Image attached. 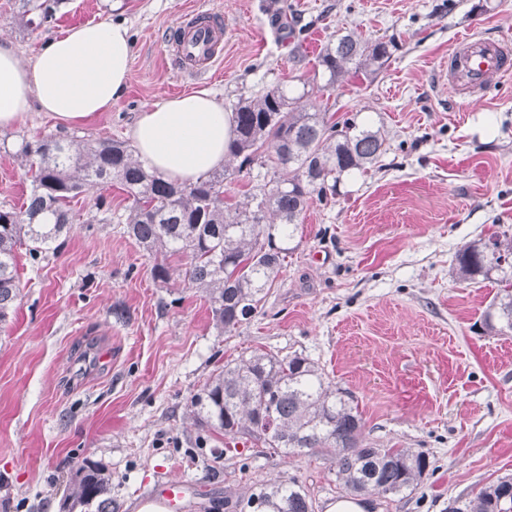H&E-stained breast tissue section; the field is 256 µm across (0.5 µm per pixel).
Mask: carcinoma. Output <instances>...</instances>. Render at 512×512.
<instances>
[{
  "mask_svg": "<svg viewBox=\"0 0 512 512\" xmlns=\"http://www.w3.org/2000/svg\"><path fill=\"white\" fill-rule=\"evenodd\" d=\"M64 0H19L24 26L48 28ZM393 42L369 43L351 33L325 44L317 57L324 87L350 72L375 74L389 61ZM308 95L277 84L238 102L224 167L192 184L171 182L144 167L124 141L77 142L53 135L22 139L15 156L28 167L31 191L24 206H0V324L20 299L17 254L46 258L74 221L70 201L85 188L115 182L130 200L125 233L155 260L154 279L166 283L171 259L185 265L184 280L202 292L212 321L230 333L249 321L278 279L312 194L336 195L342 176L365 174L384 152L381 129L352 119L330 122L309 112ZM258 164L269 180L230 203L224 182ZM462 281L497 285L483 314L490 333H512V228L462 245L455 253ZM198 427L234 440L247 437L275 451L335 456L336 477L356 496L414 491L430 462L409 448H378L365 441L358 405L324 384L321 368L306 356L254 352L214 370L186 406ZM68 512H114L112 473L92 462L77 471ZM235 507L250 512H315L297 481L268 484ZM458 512H512V477L457 499Z\"/></svg>",
  "mask_w": 512,
  "mask_h": 512,
  "instance_id": "cac0c4a2",
  "label": "carcinoma"
}]
</instances>
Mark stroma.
<instances>
[{"instance_id":"1","label":"stroma","mask_w":512,"mask_h":512,"mask_svg":"<svg viewBox=\"0 0 512 512\" xmlns=\"http://www.w3.org/2000/svg\"><path fill=\"white\" fill-rule=\"evenodd\" d=\"M278 8L306 25L302 42L274 22ZM194 9L230 28L218 78L196 85L165 47ZM17 13L18 0H0V33L22 57L62 30L120 20L133 62L123 97L92 123L66 129L36 112L0 132V205L29 193L20 137L124 141L144 106L197 88L228 111L279 83L302 91L336 35L395 47L378 73L309 95L334 120L383 128L388 149L367 176L311 196L282 279L236 331L220 333L181 276L153 279V258L120 223L119 186L72 201L76 221L48 260L19 250L21 297L0 326V512H65L86 461L111 472L116 512H136L162 481L192 484L182 512H230L252 487L293 479L324 512L344 496L334 456L246 438L228 450L184 416L213 370L256 350L313 359L357 401L367 441L426 455L416 490L368 495L370 512H446L512 475V335L483 326L494 285L452 270L461 245L512 227V78L466 105L439 77L458 36L512 39V0H65L36 32Z\"/></svg>"}]
</instances>
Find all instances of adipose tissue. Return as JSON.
<instances>
[{"label": "adipose tissue", "instance_id": "1", "mask_svg": "<svg viewBox=\"0 0 512 512\" xmlns=\"http://www.w3.org/2000/svg\"><path fill=\"white\" fill-rule=\"evenodd\" d=\"M131 59L129 30L113 20L69 28L26 60L0 43V129L25 123L35 109L66 127L85 124L123 96ZM232 132L223 102L199 91L145 107L131 136L147 167L189 184L223 166Z\"/></svg>", "mask_w": 512, "mask_h": 512}]
</instances>
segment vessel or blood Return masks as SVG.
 Returning <instances> with one entry per match:
<instances>
[{"instance_id":"b4317fda","label":"vessel or blood","mask_w":512,"mask_h":512,"mask_svg":"<svg viewBox=\"0 0 512 512\" xmlns=\"http://www.w3.org/2000/svg\"><path fill=\"white\" fill-rule=\"evenodd\" d=\"M227 30L217 13L195 10L187 14L170 44V64L185 80L211 79L224 50ZM453 93L465 102L480 98L488 87L512 76V41L503 37L470 34L458 37L442 64ZM168 512H181L184 484L164 482L159 491Z\"/></svg>"}]
</instances>
